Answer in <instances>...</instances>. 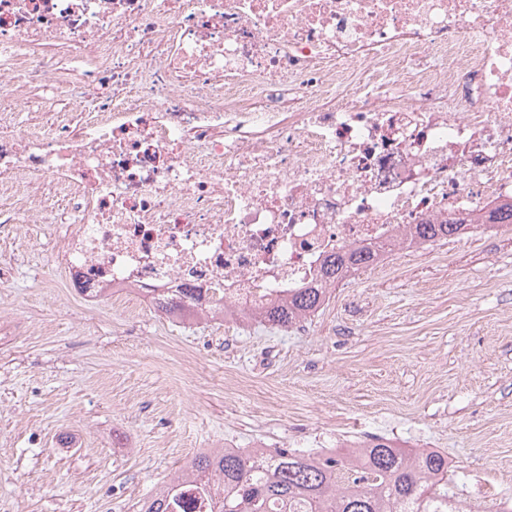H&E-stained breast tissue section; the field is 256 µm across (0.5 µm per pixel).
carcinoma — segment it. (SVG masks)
Listing matches in <instances>:
<instances>
[{
	"label": "carcinoma",
	"instance_id": "obj_1",
	"mask_svg": "<svg viewBox=\"0 0 512 512\" xmlns=\"http://www.w3.org/2000/svg\"><path fill=\"white\" fill-rule=\"evenodd\" d=\"M469 230L461 220L418 224L416 237L435 242ZM379 254L376 246H358L331 255L323 277L340 281L371 266ZM191 294L186 288L157 304L181 311ZM326 297L324 288H300L288 303L265 307L261 317L286 328L314 314ZM182 474L212 486V512H462L448 509L454 499L448 491L447 456L438 451L409 453L383 439L353 448L345 457L326 459L288 449L268 455L262 448H224L199 454ZM172 489L170 485L157 490L143 501L140 512H173Z\"/></svg>",
	"mask_w": 512,
	"mask_h": 512
}]
</instances>
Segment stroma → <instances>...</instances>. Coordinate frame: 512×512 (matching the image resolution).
Listing matches in <instances>:
<instances>
[{
  "instance_id": "1",
  "label": "stroma",
  "mask_w": 512,
  "mask_h": 512,
  "mask_svg": "<svg viewBox=\"0 0 512 512\" xmlns=\"http://www.w3.org/2000/svg\"><path fill=\"white\" fill-rule=\"evenodd\" d=\"M49 227L0 242V512H139L198 453L383 437L448 458L450 488L512 505V226L367 268L308 331L82 300Z\"/></svg>"
}]
</instances>
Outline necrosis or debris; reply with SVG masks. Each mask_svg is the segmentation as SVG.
Instances as JSON below:
<instances>
[{"mask_svg": "<svg viewBox=\"0 0 512 512\" xmlns=\"http://www.w3.org/2000/svg\"><path fill=\"white\" fill-rule=\"evenodd\" d=\"M37 88L68 109L21 123ZM510 204L512 0H0V235L58 225L123 317L237 324Z\"/></svg>", "mask_w": 512, "mask_h": 512, "instance_id": "1", "label": "necrosis or debris"}]
</instances>
